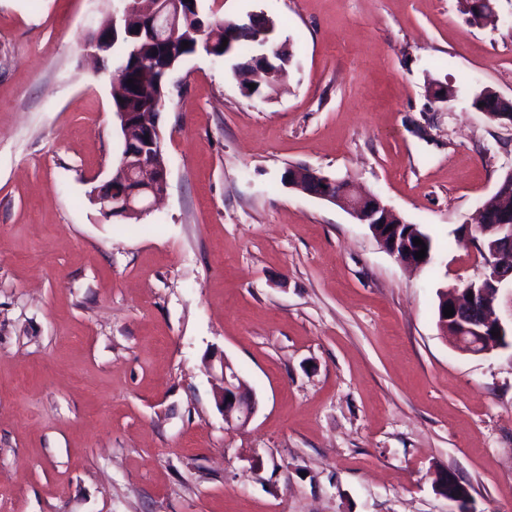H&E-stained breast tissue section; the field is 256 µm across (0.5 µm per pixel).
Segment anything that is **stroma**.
<instances>
[{
    "label": "stroma",
    "mask_w": 512,
    "mask_h": 512,
    "mask_svg": "<svg viewBox=\"0 0 512 512\" xmlns=\"http://www.w3.org/2000/svg\"><path fill=\"white\" fill-rule=\"evenodd\" d=\"M294 49L271 97L233 60L169 75L164 200L87 196L122 149L83 45L120 0H0V512H512V349L457 352L438 293L483 259L456 231L512 170V0H200ZM452 87L432 101V81ZM349 179L433 240L410 270L367 225L288 188ZM227 356L257 407L219 411Z\"/></svg>",
    "instance_id": "stroma-1"
}]
</instances>
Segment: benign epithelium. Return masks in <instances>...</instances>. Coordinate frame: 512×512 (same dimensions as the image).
<instances>
[{
	"label": "benign epithelium",
	"instance_id": "benign-epithelium-1",
	"mask_svg": "<svg viewBox=\"0 0 512 512\" xmlns=\"http://www.w3.org/2000/svg\"><path fill=\"white\" fill-rule=\"evenodd\" d=\"M120 16L113 15L99 28L96 38L85 44L86 55L102 63V53L111 39V32L125 24L130 13L149 11L150 21L146 37L161 43L158 33L171 28L182 11L184 0H125ZM119 121L123 141L134 145L135 160H123L120 166L123 190L117 195L106 193L97 199L100 212L106 218L131 213L145 214L164 195L168 183V167L151 161L152 153H162L163 137L158 118L153 123L136 119L135 112L113 109ZM288 188L308 196L338 204L359 224L368 225L381 246L397 261L413 268H422L434 260L433 248L426 246L425 258L418 260L415 252L421 246L399 240V230L405 220L377 195L362 192L346 180L330 179L311 169H288ZM466 233L477 230L492 237L489 250L484 252L481 278L486 286H476L471 280L463 287L452 286L445 290L454 314L443 318L441 330L451 333L455 348L463 354L484 355L499 348H512V325H506L496 305L500 290L512 286V182L499 184L495 192L481 205L477 224L465 225ZM473 298H468V295ZM220 386L216 390L218 405L224 421L239 426L247 425L256 410V397L225 357L219 358ZM437 491L457 503L459 512H469L467 500L450 487L448 476L437 480Z\"/></svg>",
	"mask_w": 512,
	"mask_h": 512
}]
</instances>
